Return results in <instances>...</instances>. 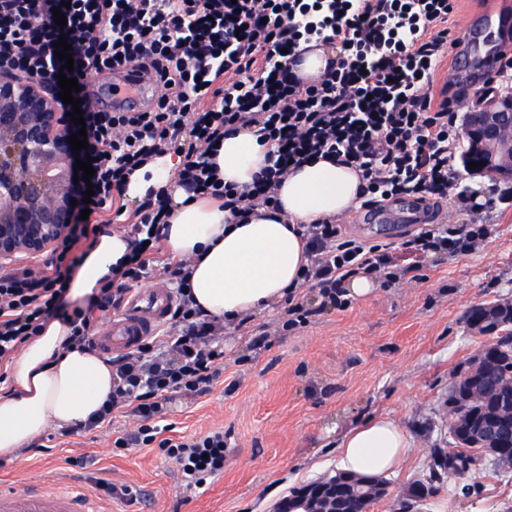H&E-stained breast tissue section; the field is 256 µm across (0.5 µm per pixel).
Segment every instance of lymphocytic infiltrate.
I'll return each mask as SVG.
<instances>
[{
	"instance_id": "1",
	"label": "lymphocytic infiltrate",
	"mask_w": 512,
	"mask_h": 512,
	"mask_svg": "<svg viewBox=\"0 0 512 512\" xmlns=\"http://www.w3.org/2000/svg\"><path fill=\"white\" fill-rule=\"evenodd\" d=\"M454 0H0V72L32 81L58 75L55 42L71 45L75 75L122 71L150 74L153 106L120 112L94 106L88 88L77 94L93 159L94 195L76 235L48 261L0 274V362L40 336L48 321L64 320L69 343L97 350L96 315L120 307L146 280L171 286L175 304L161 333L112 360V391L88 429L133 417L137 427L114 445H158L188 476L224 466V434L187 443L160 438L159 421L173 394L210 391L224 366V322L207 318L188 293L187 260L168 256L163 228L173 209L159 192L135 210L127 226L132 248L96 299L69 307L66 294L77 265L75 247L91 250L125 188L126 178L153 157L182 155V189L221 199L236 215L277 203L281 181L314 159L342 158L366 182L368 206L407 195L440 201L459 191L448 157L457 114L434 100L431 73L458 41L448 27ZM64 14L66 25L54 21ZM332 45L339 55L316 80L295 68L302 45ZM259 127L276 149L250 190L218 177L212 155L226 131ZM486 225L451 234L426 224L405 241L422 253L468 255L488 238ZM309 264L302 285L324 304L345 305L344 284L364 275L391 284L393 244L343 238L327 217L304 225Z\"/></svg>"
}]
</instances>
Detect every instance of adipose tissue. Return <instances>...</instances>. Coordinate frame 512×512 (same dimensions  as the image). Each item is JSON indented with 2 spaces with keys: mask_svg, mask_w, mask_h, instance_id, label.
<instances>
[{
  "mask_svg": "<svg viewBox=\"0 0 512 512\" xmlns=\"http://www.w3.org/2000/svg\"><path fill=\"white\" fill-rule=\"evenodd\" d=\"M273 147L254 130L226 133L215 157L224 182L251 184ZM363 185L346 164L319 160L290 174L278 192L281 211L257 207L234 221L220 200L188 199L172 189L175 210L164 247L171 257H192L191 292L202 311L239 320L285 298L307 265L303 224L345 215ZM128 251L123 234H100L74 276L72 299L87 302L112 278ZM65 322L52 320L41 336L27 342L5 368L11 391L0 394V457H13L49 426L85 423L112 389V367L97 352L64 350ZM407 434L386 415L373 417L344 434L338 449L341 469L383 475L401 462Z\"/></svg>",
  "mask_w": 512,
  "mask_h": 512,
  "instance_id": "1",
  "label": "adipose tissue"
}]
</instances>
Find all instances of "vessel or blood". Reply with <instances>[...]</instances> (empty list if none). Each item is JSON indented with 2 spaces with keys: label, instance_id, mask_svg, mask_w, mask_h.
<instances>
[{
  "label": "vessel or blood",
  "instance_id": "1",
  "mask_svg": "<svg viewBox=\"0 0 512 512\" xmlns=\"http://www.w3.org/2000/svg\"><path fill=\"white\" fill-rule=\"evenodd\" d=\"M465 27L467 37L451 54L444 68L455 80L479 84L495 67L502 54L512 49V21L501 11L490 10L471 16ZM378 222L419 224L425 219L421 204L398 212L379 211ZM173 306L170 289L154 287L133 290L124 309L112 317L108 332L97 341L107 349L128 350L153 335ZM0 512H102L84 490L64 485L53 491L26 485L0 489Z\"/></svg>",
  "mask_w": 512,
  "mask_h": 512
}]
</instances>
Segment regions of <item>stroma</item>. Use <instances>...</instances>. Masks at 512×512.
I'll list each match as a JSON object with an SVG mask.
<instances>
[{
	"label": "stroma",
	"mask_w": 512,
	"mask_h": 512,
	"mask_svg": "<svg viewBox=\"0 0 512 512\" xmlns=\"http://www.w3.org/2000/svg\"><path fill=\"white\" fill-rule=\"evenodd\" d=\"M464 138L451 166L477 207L442 203L440 223L486 224L485 245L463 256L413 255L402 234L359 230V206L341 222L348 235L391 241L399 279L376 286L343 309L321 307L306 327L262 341L264 325L285 315L277 306L257 313L245 331L224 339V371L201 396L175 394L167 437L188 441L211 431L227 445L220 482L174 484L176 466L157 446L115 448L101 430L41 436L44 450L0 458V484L43 489L70 482L92 490L96 479L116 488L107 512H269L295 486L337 469L343 433L371 417L396 419L409 436L403 463L388 474L389 493L371 512H400L405 489L421 479L428 453L448 445V387L458 366L483 345L466 324L478 304L512 301V180L475 176L462 168ZM412 512H512V469L484 462L464 480L449 479L430 505Z\"/></svg>",
	"instance_id": "1"
}]
</instances>
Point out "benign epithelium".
<instances>
[{
    "instance_id": "7a95c632",
    "label": "benign epithelium",
    "mask_w": 512,
    "mask_h": 512,
    "mask_svg": "<svg viewBox=\"0 0 512 512\" xmlns=\"http://www.w3.org/2000/svg\"><path fill=\"white\" fill-rule=\"evenodd\" d=\"M51 78L36 85L0 72V261L35 255L67 239L74 224L76 198L71 123L55 107ZM468 141L465 162L474 175L512 178V91L481 97L463 115ZM512 310L485 312L473 323L480 334ZM336 481L323 476L271 512H334Z\"/></svg>"
}]
</instances>
